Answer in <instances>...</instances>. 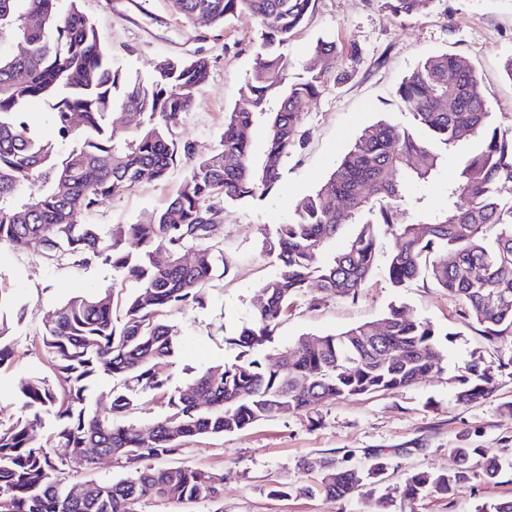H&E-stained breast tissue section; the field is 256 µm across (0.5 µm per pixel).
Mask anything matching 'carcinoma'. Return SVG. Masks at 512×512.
<instances>
[{"label": "carcinoma", "instance_id": "obj_1", "mask_svg": "<svg viewBox=\"0 0 512 512\" xmlns=\"http://www.w3.org/2000/svg\"><path fill=\"white\" fill-rule=\"evenodd\" d=\"M0 0V247L43 245L42 258L77 269L103 263L125 271L135 283L122 298L76 296L56 307L44 323L39 344L51 375L19 384L28 414L0 425V512H140L149 500L210 501L222 478L189 468H157L188 440L243 430L271 416L310 413L337 400L410 387L441 373L443 351L433 324L410 309H390L386 330L373 339L377 322L338 334L317 336L295 351L286 349L276 366L262 362L283 313L312 284L327 297L354 299L378 269L376 229L397 216L398 243L384 267L395 287L426 274L432 284L461 302L465 317L489 340L512 335V201L498 195L512 182V129L489 122L490 92L475 67L448 53L423 59L396 90L413 126L378 121L365 127L340 158L327 183L305 197L294 217L278 225L273 250L279 271L261 286L265 303L238 337L232 363L206 369L185 390L168 388L176 355V332L168 312L205 300V288L225 269L216 239L224 204L260 199L281 177L284 161L306 143L304 115L336 68L334 39H320L303 74L289 79L284 53L290 36L313 12L316 0H174L188 21L199 16L222 24L246 11L262 27V50L251 77L240 89L243 106L224 113V137L208 154L178 137L183 116L195 105L210 73L200 54L151 63L147 81L123 79L112 51L81 10L80 0ZM398 17L421 14L435 0H377ZM276 94L280 107L267 109ZM48 109L64 150L36 136L26 111ZM142 117L137 130L122 136L125 110ZM266 117L260 165L252 163L246 131ZM468 140L445 205L432 210L414 184L432 181L445 154ZM187 174L167 205L138 224L108 232L80 224L112 193L159 182L171 168ZM346 224L358 226L345 248L336 237ZM139 252L123 248L126 237ZM193 259L186 260V253ZM400 352L399 357L389 352ZM124 379L112 391L110 409H92L89 390L100 370ZM456 400L487 398L494 376L473 357L470 372L457 379ZM153 391L167 398V414L138 428L121 421L132 394ZM45 411L59 422L46 443L33 432ZM109 457L124 476L85 483L71 496L65 470L95 463L85 449ZM453 465L440 472H415L402 495L448 494L477 476L495 479L499 460L485 448L450 449ZM367 468H337L329 462L320 484L337 498L374 483L388 467L380 452Z\"/></svg>", "mask_w": 512, "mask_h": 512}]
</instances>
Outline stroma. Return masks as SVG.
<instances>
[{
  "label": "stroma",
  "mask_w": 512,
  "mask_h": 512,
  "mask_svg": "<svg viewBox=\"0 0 512 512\" xmlns=\"http://www.w3.org/2000/svg\"><path fill=\"white\" fill-rule=\"evenodd\" d=\"M112 50V64L127 79L145 78L154 60L194 53L210 60V77L178 130L199 153L218 147L224 115L240 106L239 89L259 50L260 23L247 12L224 26L191 24L177 15L170 0H81ZM333 38L342 54L333 77L304 117L305 149L289 157L272 193L225 207L221 229L226 270L206 290L203 304L170 312L179 350L169 385L185 387L205 368L232 362L230 345L250 322L262 284L278 272L269 251L279 224L296 205L326 183L361 130L379 120L409 125L411 118L395 95L405 75L425 57L457 54L476 67L491 93V121L512 127V80L505 65L512 58V0H434L423 14L398 18L377 0H317L309 22L290 38L285 52L291 75L301 74L318 39ZM185 167L164 181L122 189L85 224L110 229L135 224L163 208L182 184ZM39 243L22 250L0 248V283L6 298L9 332L0 338L8 356L0 363V422L24 417L18 391L21 379L48 375L38 336L56 306L80 294L108 289L132 291L131 280L111 266L76 269L49 263ZM405 306L453 339L444 343V372L420 379L408 389L328 400L315 412L269 417L244 430L195 439L164 459L167 467H192L223 476L218 503L149 500L142 512H474L478 504L512 497V336L489 341L479 326L463 317L459 303L426 278L393 287L375 273L357 299L299 297L283 315L262 355L276 364L280 353L298 347L305 335L339 333L383 318L391 307ZM495 375L487 399L462 404L454 397L457 375L468 371L472 352ZM486 448L502 462L495 480L473 479L444 495L401 499L399 487L412 472H437L451 464L450 449ZM388 456V467L363 495L337 499L320 488L325 462L340 467L369 463L374 452ZM281 488L283 496L272 493ZM390 508H383V501Z\"/></svg>",
  "instance_id": "1"
}]
</instances>
